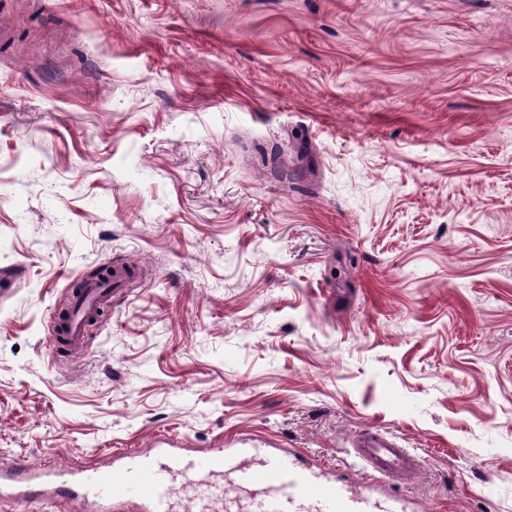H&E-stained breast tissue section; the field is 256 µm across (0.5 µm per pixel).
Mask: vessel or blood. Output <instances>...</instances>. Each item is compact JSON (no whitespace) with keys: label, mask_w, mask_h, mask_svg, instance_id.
Listing matches in <instances>:
<instances>
[{"label":"vessel or blood","mask_w":512,"mask_h":512,"mask_svg":"<svg viewBox=\"0 0 512 512\" xmlns=\"http://www.w3.org/2000/svg\"><path fill=\"white\" fill-rule=\"evenodd\" d=\"M121 276L108 283L85 284L76 296L73 310L53 325L55 340L77 351L82 349L88 326ZM359 460L371 462L378 473L393 476L404 464L403 449L382 437L364 441L357 450ZM190 476L197 486L217 477L229 481L232 495L224 499V512H240L241 498H248L250 512H399L378 500L372 488L350 489L336 479L294 462L290 451L259 449L255 439L229 443L197 461L190 456L163 450L150 456L138 451L125 453L121 464L93 470L79 469L73 481L56 485L59 496L82 502L86 489H94L102 505H110L128 486H135L145 512H171L170 479Z\"/></svg>","instance_id":"vessel-or-blood-1"}]
</instances>
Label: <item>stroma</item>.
I'll use <instances>...</instances> for the list:
<instances>
[{"label": "stroma", "instance_id": "35a3bbf8", "mask_svg": "<svg viewBox=\"0 0 512 512\" xmlns=\"http://www.w3.org/2000/svg\"><path fill=\"white\" fill-rule=\"evenodd\" d=\"M134 265L89 346L73 278ZM0 512L259 435L408 512H512V0H0ZM378 432L420 460L381 482Z\"/></svg>", "mask_w": 512, "mask_h": 512}]
</instances>
